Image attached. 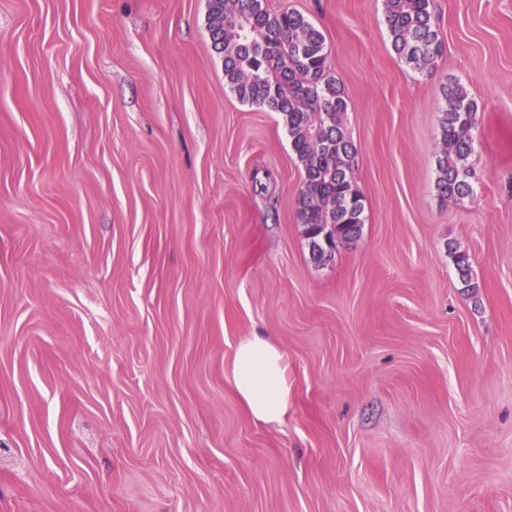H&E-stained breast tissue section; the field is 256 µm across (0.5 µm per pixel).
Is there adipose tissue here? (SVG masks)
Listing matches in <instances>:
<instances>
[{"instance_id": "adipose-tissue-1", "label": "adipose tissue", "mask_w": 512, "mask_h": 512, "mask_svg": "<svg viewBox=\"0 0 512 512\" xmlns=\"http://www.w3.org/2000/svg\"><path fill=\"white\" fill-rule=\"evenodd\" d=\"M287 356L269 337H240L229 367L233 387L252 419L266 425L282 423L290 395Z\"/></svg>"}]
</instances>
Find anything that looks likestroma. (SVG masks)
<instances>
[{"label":"stroma","mask_w":512,"mask_h":512,"mask_svg":"<svg viewBox=\"0 0 512 512\" xmlns=\"http://www.w3.org/2000/svg\"><path fill=\"white\" fill-rule=\"evenodd\" d=\"M263 3L324 34L349 104L365 224L323 264L208 0H0V512H512V0H434L426 71L383 0ZM255 330L288 356L277 426L227 375ZM445 99L435 185L440 197L458 201L474 194L470 158L474 153L472 132L478 122V106L468 89L459 83L448 85Z\"/></svg>","instance_id":"stroma-1"}]
</instances>
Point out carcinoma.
Returning a JSON list of instances; mask_svg holds the SVG:
<instances>
[{"instance_id": "carcinoma-1", "label": "carcinoma", "mask_w": 512, "mask_h": 512, "mask_svg": "<svg viewBox=\"0 0 512 512\" xmlns=\"http://www.w3.org/2000/svg\"><path fill=\"white\" fill-rule=\"evenodd\" d=\"M433 0H384L394 52L425 71L442 54ZM207 25L214 51L224 60V80L238 99L282 114L304 177L297 200L300 224H337L345 241L358 238L364 197L351 173L356 148L346 117L344 89L328 68L323 34L303 14L272 12L262 0H209ZM440 120L436 189L447 200L474 194L470 158L478 106L468 89L448 84ZM459 280L471 282V258L448 247Z\"/></svg>"}]
</instances>
